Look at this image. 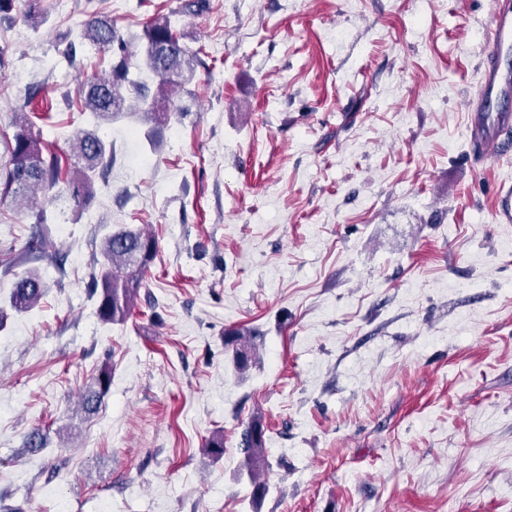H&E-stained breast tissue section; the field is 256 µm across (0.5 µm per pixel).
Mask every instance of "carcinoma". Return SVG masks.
Returning <instances> with one entry per match:
<instances>
[{
  "instance_id": "obj_1",
  "label": "carcinoma",
  "mask_w": 512,
  "mask_h": 512,
  "mask_svg": "<svg viewBox=\"0 0 512 512\" xmlns=\"http://www.w3.org/2000/svg\"><path fill=\"white\" fill-rule=\"evenodd\" d=\"M27 20L36 28L46 21L42 0H28ZM85 37L109 54V73L95 74L82 82L77 92L78 111L89 112L101 122H112L128 110V101L133 99L144 107V115L153 123L149 138L152 148L158 149L164 125L181 111L172 89L194 79V59L181 43V36L165 15L155 17L143 29V61L145 69L156 79L153 88L145 81L130 78L132 54L112 21L92 18L87 23ZM75 149L82 165L73 176L63 172L59 156L50 152L40 135L33 131L28 113H19L12 140L6 145L9 160L0 168V198L32 203L62 183L76 207H87L94 198L97 171L112 165V152L96 131L86 129L76 132ZM157 248L155 236L141 229L120 228L105 239L101 260L87 283L90 297L97 301L101 321L111 324L127 321ZM27 250L49 261L56 259V253L43 237L29 243ZM45 292L41 276L30 271L15 282L9 307L17 313L28 312L40 303ZM258 338L256 331L244 326L224 330V348L232 352L233 367L241 376L259 359ZM111 378L112 369L103 365L95 378L98 391L81 399L83 411L96 408ZM265 433L262 419L253 417L243 426L238 442L256 501L267 493L261 480L268 466Z\"/></svg>"
}]
</instances>
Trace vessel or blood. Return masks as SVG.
Wrapping results in <instances>:
<instances>
[{
    "instance_id": "1",
    "label": "vessel or blood",
    "mask_w": 512,
    "mask_h": 512,
    "mask_svg": "<svg viewBox=\"0 0 512 512\" xmlns=\"http://www.w3.org/2000/svg\"><path fill=\"white\" fill-rule=\"evenodd\" d=\"M490 43L492 48L479 68L477 91L468 105L469 139L481 146L499 142L512 128V114L503 107L512 97V70L502 65L503 57L512 53V0H496Z\"/></svg>"
}]
</instances>
